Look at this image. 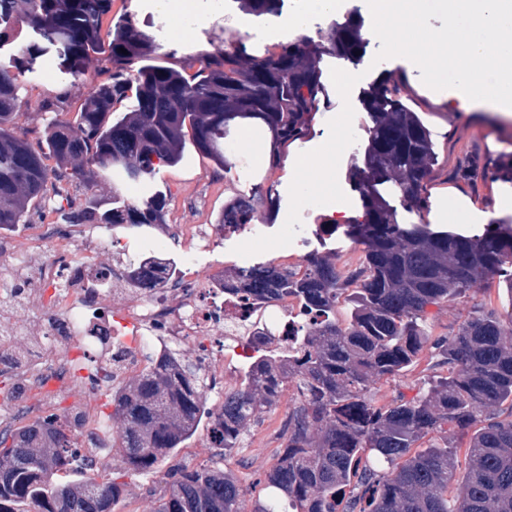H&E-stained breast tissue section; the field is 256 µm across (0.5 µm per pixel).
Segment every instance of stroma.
Listing matches in <instances>:
<instances>
[{
    "label": "stroma",
    "instance_id": "obj_1",
    "mask_svg": "<svg viewBox=\"0 0 512 512\" xmlns=\"http://www.w3.org/2000/svg\"><path fill=\"white\" fill-rule=\"evenodd\" d=\"M305 0H285L278 16H254L244 0H206L205 16L181 25L177 14L164 15L157 11L154 0H112V17L130 18L138 27L150 30L164 51L174 52L176 60L198 54L223 50L227 41L236 39L239 26H246L249 52L285 43L294 39V32L285 28L286 22L302 10ZM380 43L368 40L362 54L353 60L323 57L320 67L326 95L320 101L311 120L308 137L280 150L282 160L270 166L268 159L234 152L231 170H224L207 155L187 148L182 161L173 167L161 168L152 182L167 198L163 224L141 229L108 228L101 224L71 225L64 223L60 211L54 210L49 199L35 201L28 212L27 222L13 234L18 252L25 255L27 272L39 269V262L50 254L52 244L43 227L60 225L63 236L105 240L99 254L101 263L113 258L131 259L148 250L159 239L167 240V259L182 266L184 251L191 250L197 260L190 267L191 278L205 279L213 273L232 274L238 269L274 263L284 267H299L312 251L331 255L340 274L356 266L364 255L362 244L341 236L319 233L320 224L331 216L337 204H345L353 214H361L362 202L348 179L350 169L362 164L367 144L369 120L364 110V95L371 83L381 74L389 73L401 82V94L427 127L437 156L434 180L430 187L429 203L421 214L398 208L401 222H421L436 227L472 235L487 224H512V183L497 180L478 181L471 186L454 178L453 172L464 155H476L493 160L512 153V118L486 106L461 108L456 90L435 91L421 80L420 70L410 60L394 57L377 60ZM346 72L360 73V81L347 94L336 90L334 78ZM26 105L15 120L18 131L27 133L34 146H41L50 115L39 102L60 89H68L65 118L75 119L91 86V78L81 81L67 79L53 58L43 57L36 69L23 73ZM344 142L348 151L335 165V195L316 193L303 199L306 172L291 167L289 160L301 152L318 148L329 142ZM275 187L277 204L274 209L258 208L251 224L238 231L218 229L217 224L225 203L254 192L256 187ZM178 224H195L199 230L194 239L175 236ZM508 314L512 311V295L498 281L481 284L466 296L451 303L428 309L433 336H449L467 318L473 306ZM437 356L432 348H424L414 362L395 379L377 383L373 388L374 401L384 405L398 396L412 397L435 372ZM127 376L116 379H87L74 373L72 380L49 390L28 387L23 399L0 402V422L17 428L44 418L49 414L81 412L86 420L85 431L103 436L95 467L90 478L101 481L121 478L122 497L115 503L114 512H157L160 479L170 463L188 467L214 464L213 450L206 425L174 453L171 462L161 463L149 472L125 471L111 435L105 434V424L112 419V394L129 384ZM294 390L286 388L279 400L265 409L251 423L243 445L225 462V468L236 473L247 489L246 502H254L264 494L257 477L261 467L244 469L240 460L264 450L270 459H277L285 445L279 423L294 405Z\"/></svg>",
    "mask_w": 512,
    "mask_h": 512
}]
</instances>
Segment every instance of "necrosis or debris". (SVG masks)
<instances>
[{"label":"necrosis or debris","mask_w":512,"mask_h":512,"mask_svg":"<svg viewBox=\"0 0 512 512\" xmlns=\"http://www.w3.org/2000/svg\"><path fill=\"white\" fill-rule=\"evenodd\" d=\"M38 288L51 293L56 305L46 319L50 336L70 337L85 354H93L97 336L93 323L99 313L116 309L127 331L113 342L112 354L129 375L140 374L148 365L147 352H163L172 341L196 345V357L209 388L232 387L242 356V337L264 328L284 339L293 315L289 304L257 301L242 307L238 298L224 292V277L216 275L195 283L175 275L147 293H135L115 307H108L107 290L100 279L113 287L124 285L125 269L103 266L92 248L64 242L56 253L42 260Z\"/></svg>","instance_id":"4bbe7bcc"}]
</instances>
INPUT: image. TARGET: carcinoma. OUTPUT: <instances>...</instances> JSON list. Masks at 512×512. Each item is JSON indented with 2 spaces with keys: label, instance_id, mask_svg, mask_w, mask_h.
I'll list each match as a JSON object with an SVG mask.
<instances>
[{
  "label": "carcinoma",
  "instance_id": "1",
  "mask_svg": "<svg viewBox=\"0 0 512 512\" xmlns=\"http://www.w3.org/2000/svg\"><path fill=\"white\" fill-rule=\"evenodd\" d=\"M283 6L284 0H249L257 16H277ZM111 10L112 0H25L31 35L16 43L15 0H0V47L13 44L0 66V227L25 223L32 202L50 186L75 181L88 188L100 179L115 185L112 205L72 208L66 223L128 229L161 223L166 197L156 191L129 202L125 185L177 165L189 143L229 166L224 134L240 121L264 124L278 147L304 139L325 94L322 56L349 58L365 43L354 11L315 39L255 54L237 40L222 52L184 60L178 70L151 63L161 47L131 20L104 26ZM49 52L74 79L98 61L100 80L73 122L61 118L67 92L42 101L53 117L45 149L38 150L13 119L25 104L18 75ZM364 105L369 143L364 165L349 173L363 216L334 225L365 245L362 260L345 277L318 253L305 258L302 270L269 263L237 272L238 285L227 292L268 302L293 298L303 306L304 322L288 326L292 344L274 346L264 332L254 336L243 383L209 412L195 363L173 350L154 359L112 398L121 462L155 468L204 417L215 455L224 459L240 447L246 424L293 384L298 398L286 443L265 473L266 499L251 512H512V419H500L501 407L512 405V312L504 317L476 307L454 335L437 339L428 323V307L478 284L502 278L512 291V225L487 224L465 236L401 223L386 193L410 213L425 208L436 161L432 142L390 74L373 82ZM49 158L55 166L45 163ZM71 159L83 167H68ZM489 168L497 180L512 182V154L490 167L469 156L456 176L469 184ZM273 202L271 187L238 197L224 206L220 223L239 229L252 223L259 205ZM170 270L158 258L138 259L127 279L147 291ZM342 297L349 305L343 322L336 319ZM428 345L442 374L410 399L375 405L371 387L399 375ZM81 425L78 414H51L0 429V512H67L75 499L85 512H112L122 484L74 486L63 477L94 465L92 452L75 439ZM445 425L470 436L467 478L453 495L456 456L448 441L411 453ZM374 458L389 471L374 469ZM157 512H246L244 490L227 469L181 466L165 474Z\"/></svg>",
  "mask_w": 512,
  "mask_h": 512
}]
</instances>
